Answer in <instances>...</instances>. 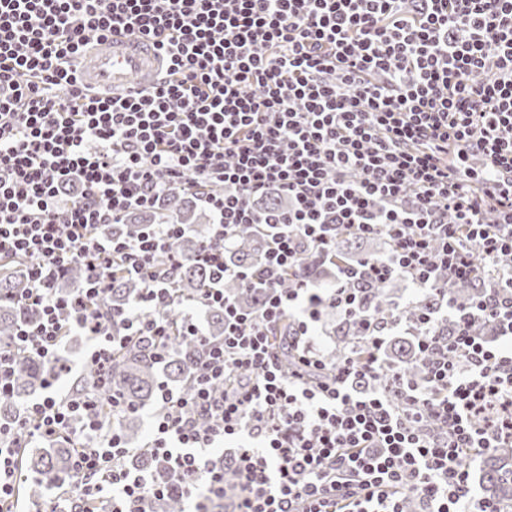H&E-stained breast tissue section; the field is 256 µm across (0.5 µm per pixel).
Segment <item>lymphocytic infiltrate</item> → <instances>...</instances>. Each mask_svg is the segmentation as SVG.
Here are the masks:
<instances>
[{"mask_svg": "<svg viewBox=\"0 0 512 512\" xmlns=\"http://www.w3.org/2000/svg\"><path fill=\"white\" fill-rule=\"evenodd\" d=\"M115 32L160 52L164 77L149 91L113 97L80 81L90 37ZM173 185L214 215L195 255L211 279L182 321L202 343L198 367L189 389L161 384L145 451L197 512L224 497L209 450L226 441L232 512H405L409 496L419 512H503L471 496L461 456L512 445V0H0V261H25L19 301L40 315L0 345V398L18 353L55 364L71 330L96 340L91 363H111L112 327L94 305L117 273L145 287L113 317L164 350L158 312L183 263L168 244L185 225L101 229ZM273 191L288 209L259 211ZM247 225L264 242L254 270L226 259ZM342 231L386 250L339 268L332 288L282 287ZM74 265L83 285L57 296ZM397 277L418 290L486 286L467 306L444 301L450 334L420 317L418 380L384 372L389 324L361 297ZM228 280L261 283L264 302L241 310ZM214 305L224 334L210 342L197 312ZM326 307L355 330L356 355L333 366L309 338ZM288 314L286 374L272 331ZM95 402L49 393L0 424V512H23V441L76 424L88 445L51 512H140L164 497L167 483L127 464Z\"/></svg>", "mask_w": 512, "mask_h": 512, "instance_id": "1", "label": "lymphocytic infiltrate"}]
</instances>
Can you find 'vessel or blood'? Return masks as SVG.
Returning <instances> with one entry per match:
<instances>
[{"mask_svg":"<svg viewBox=\"0 0 512 512\" xmlns=\"http://www.w3.org/2000/svg\"><path fill=\"white\" fill-rule=\"evenodd\" d=\"M161 71L160 55L140 38L124 34L92 41L78 74L90 88L131 95L156 85Z\"/></svg>","mask_w":512,"mask_h":512,"instance_id":"1","label":"vessel or blood"}]
</instances>
